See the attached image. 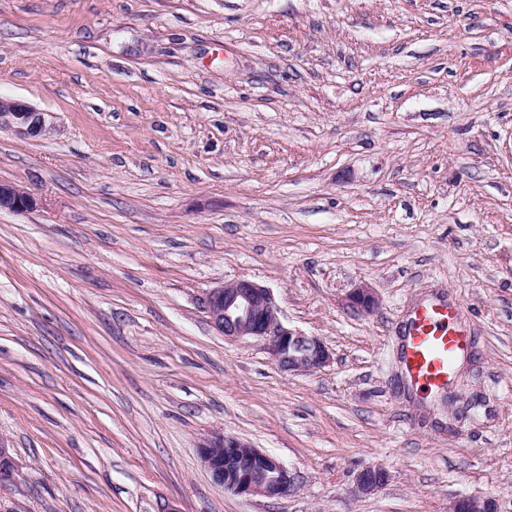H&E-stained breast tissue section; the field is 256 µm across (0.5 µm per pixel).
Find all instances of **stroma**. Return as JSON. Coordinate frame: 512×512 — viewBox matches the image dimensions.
<instances>
[{
	"mask_svg": "<svg viewBox=\"0 0 512 512\" xmlns=\"http://www.w3.org/2000/svg\"><path fill=\"white\" fill-rule=\"evenodd\" d=\"M0 96L50 120L0 126L39 201L0 211V512H512V0H0ZM236 279L330 365L216 333ZM435 296L476 338L451 410L400 359ZM219 432L296 491L214 485ZM378 305V300L372 288L358 285L353 288L346 298V306L356 314H370ZM389 474L380 465L368 466L362 469L355 477L354 493L357 496H366L381 488L388 481ZM450 512H498L493 498H462L450 507Z\"/></svg>",
	"mask_w": 512,
	"mask_h": 512,
	"instance_id": "1",
	"label": "stroma"
}]
</instances>
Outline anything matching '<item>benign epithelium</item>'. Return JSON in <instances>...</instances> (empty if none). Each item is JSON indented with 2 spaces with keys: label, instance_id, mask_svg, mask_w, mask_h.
Returning <instances> with one entry per match:
<instances>
[{
  "label": "benign epithelium",
  "instance_id": "7a95c632",
  "mask_svg": "<svg viewBox=\"0 0 512 512\" xmlns=\"http://www.w3.org/2000/svg\"><path fill=\"white\" fill-rule=\"evenodd\" d=\"M7 123L37 136L47 128L45 113L30 105L0 97V125ZM38 206L32 194L15 184L0 182V211L28 212ZM378 305L373 289L353 288L346 306L356 314H370ZM203 308L213 329L227 339L251 337L262 342L278 366L290 373L320 370L331 353L322 339L291 327L278 313L270 288L247 279L224 282L207 291ZM198 452L215 485L235 494L279 498L295 490V477L275 457L242 439L215 434L201 442ZM389 474L380 465L368 466L355 477L354 493L366 496L381 488ZM450 512H498L493 498H462Z\"/></svg>",
  "mask_w": 512,
  "mask_h": 512
}]
</instances>
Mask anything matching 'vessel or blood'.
<instances>
[{"mask_svg":"<svg viewBox=\"0 0 512 512\" xmlns=\"http://www.w3.org/2000/svg\"><path fill=\"white\" fill-rule=\"evenodd\" d=\"M406 385L426 396L448 385L451 360L474 349L473 333L459 304L435 297L416 305L402 327Z\"/></svg>","mask_w":512,"mask_h":512,"instance_id":"b4317fda","label":"vessel or blood"}]
</instances>
